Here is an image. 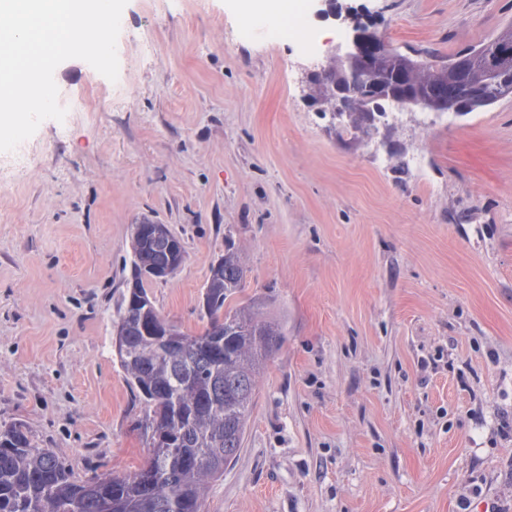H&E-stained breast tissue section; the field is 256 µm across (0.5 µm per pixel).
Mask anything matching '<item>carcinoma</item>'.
Here are the masks:
<instances>
[{
  "mask_svg": "<svg viewBox=\"0 0 512 512\" xmlns=\"http://www.w3.org/2000/svg\"><path fill=\"white\" fill-rule=\"evenodd\" d=\"M491 47L482 43L438 64L393 48L387 69L371 79L393 81L415 69L427 84L451 85L465 63L482 75L474 98H431L424 109L466 114L512 95V58L497 71L487 67ZM346 74V64L331 58L324 75L310 81L314 99L331 107ZM168 262L165 245L132 240L131 284L144 304L136 316L117 320L118 362L144 411V435L158 447L132 473L80 481L52 449L35 443L25 424L1 423L0 512H205L207 484L224 476L240 451L259 378L284 331L263 318L256 299L231 305L245 268L229 248L216 261L224 274L210 269L204 332L189 335L173 327L168 336L144 335L143 324L159 316L144 272Z\"/></svg>",
  "mask_w": 512,
  "mask_h": 512,
  "instance_id": "cac0c4a2",
  "label": "carcinoma"
}]
</instances>
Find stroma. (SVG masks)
I'll use <instances>...</instances> for the list:
<instances>
[{"instance_id":"obj_1","label":"stroma","mask_w":512,"mask_h":512,"mask_svg":"<svg viewBox=\"0 0 512 512\" xmlns=\"http://www.w3.org/2000/svg\"><path fill=\"white\" fill-rule=\"evenodd\" d=\"M318 8L277 33L237 0H128L117 81L56 68L64 121L0 153V423L78 480L143 465L115 322L147 218L185 253L146 286L172 325L205 330L230 247L238 301L284 325L207 512H512V96L451 119L392 106L367 137L306 78L352 17L450 57L511 25L512 0Z\"/></svg>"}]
</instances>
